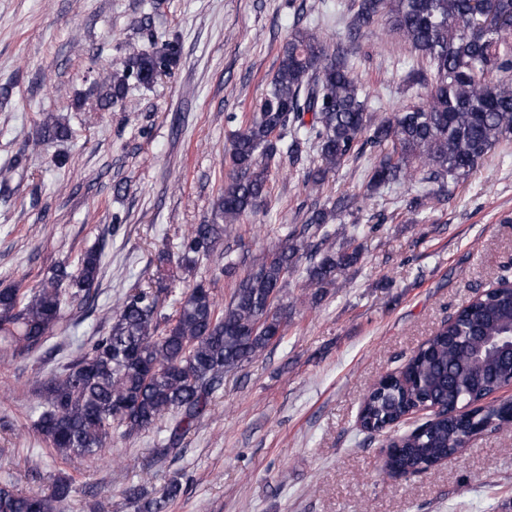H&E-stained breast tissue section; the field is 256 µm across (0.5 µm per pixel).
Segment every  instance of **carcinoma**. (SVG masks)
I'll return each instance as SVG.
<instances>
[{"label":"carcinoma","mask_w":512,"mask_h":512,"mask_svg":"<svg viewBox=\"0 0 512 512\" xmlns=\"http://www.w3.org/2000/svg\"><path fill=\"white\" fill-rule=\"evenodd\" d=\"M498 23H480L478 0H357L351 35L385 17L390 32L409 41L426 67L412 70L424 89L423 101L392 116L371 111L368 95L347 51L306 27L295 28L283 45L279 66L264 97L240 126L225 154L229 177L209 224H195L180 242L178 267L222 251L237 224L267 198L272 163L299 160L316 148L303 172L309 192H320L327 176L366 152L375 161L366 175L368 194L398 184H437L409 204L438 198L448 180L467 177L489 153L512 141V0H493ZM180 56L174 41L132 46L122 66L99 73L91 95L101 110L126 99L131 82L150 86L172 72ZM68 128L49 116L34 146L62 140ZM356 201L314 205L303 224L286 230L278 245L239 279L230 301L220 305L210 284L201 280L181 293L174 314L162 313V288H135L112 310V323L76 360L44 378L31 429L57 455L73 463L93 459L112 446L114 435L150 431L165 424V458L208 410L224 386V374L259 357L285 336L288 310L278 306L288 277L302 271L304 287L338 286L339 277L360 260L364 239L384 224L353 223L336 249L329 224ZM101 252L90 249L78 265L59 263L27 291L0 289V345L14 360L40 348L64 318L65 308L94 300ZM512 330V289L503 279L448 319L405 362L403 384L391 375L364 396L358 422L368 433L421 407L440 411L410 432L390 441L388 466L417 473L439 465L461 433L505 417L479 403L512 372L500 364L483 337ZM468 406L464 418L453 415ZM170 479L159 498L148 496L142 481H132L125 496L138 512H168L181 492ZM76 492L67 476L47 492L25 495L0 478V512H63Z\"/></svg>","instance_id":"1"}]
</instances>
